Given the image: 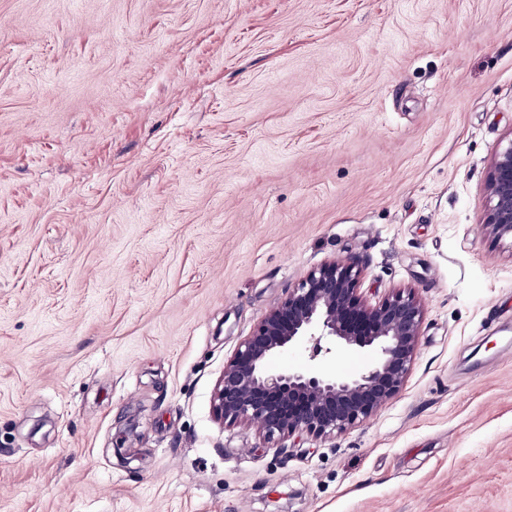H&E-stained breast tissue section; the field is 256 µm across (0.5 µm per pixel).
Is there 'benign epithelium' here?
Here are the masks:
<instances>
[{
    "label": "benign epithelium",
    "mask_w": 512,
    "mask_h": 512,
    "mask_svg": "<svg viewBox=\"0 0 512 512\" xmlns=\"http://www.w3.org/2000/svg\"><path fill=\"white\" fill-rule=\"evenodd\" d=\"M482 219L496 241L512 240V137L494 153ZM357 260L312 270L266 314L224 365L213 410L217 420L257 423L269 437L304 433L321 439L341 434L370 417L401 390L411 369L423 322L416 294L398 291L371 305L359 292ZM303 347L306 369L271 366V359ZM349 348L372 361L346 374L319 370Z\"/></svg>",
    "instance_id": "1"
}]
</instances>
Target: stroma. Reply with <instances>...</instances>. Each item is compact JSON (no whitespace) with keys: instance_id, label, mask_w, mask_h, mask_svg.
<instances>
[{"instance_id":"1","label":"stroma","mask_w":512,"mask_h":512,"mask_svg":"<svg viewBox=\"0 0 512 512\" xmlns=\"http://www.w3.org/2000/svg\"><path fill=\"white\" fill-rule=\"evenodd\" d=\"M512 0H0V512H512ZM424 307L345 433L218 421L308 273ZM486 193L482 224L487 234L496 241H512V134L491 159Z\"/></svg>"}]
</instances>
